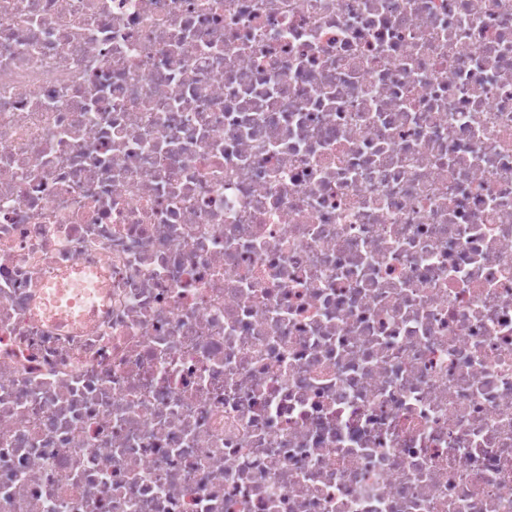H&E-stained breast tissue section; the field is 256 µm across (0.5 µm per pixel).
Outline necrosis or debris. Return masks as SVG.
<instances>
[{"instance_id":"1","label":"necrosis or debris","mask_w":512,"mask_h":512,"mask_svg":"<svg viewBox=\"0 0 512 512\" xmlns=\"http://www.w3.org/2000/svg\"><path fill=\"white\" fill-rule=\"evenodd\" d=\"M0 512H512V0H0Z\"/></svg>"}]
</instances>
